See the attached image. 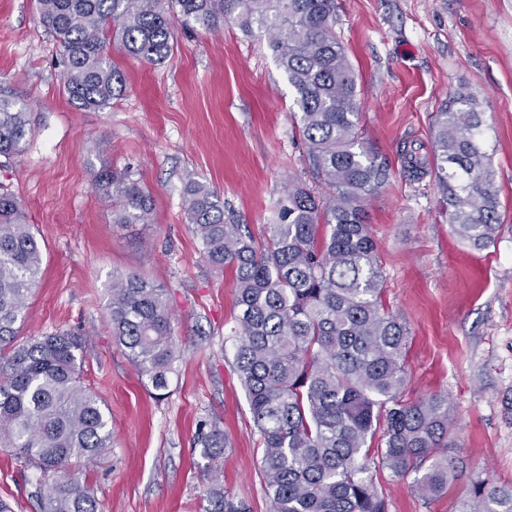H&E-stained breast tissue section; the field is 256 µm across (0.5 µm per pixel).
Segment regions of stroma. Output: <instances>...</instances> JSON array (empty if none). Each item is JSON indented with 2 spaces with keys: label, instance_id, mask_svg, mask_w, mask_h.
<instances>
[{
  "label": "stroma",
  "instance_id": "35a3bbf8",
  "mask_svg": "<svg viewBox=\"0 0 512 512\" xmlns=\"http://www.w3.org/2000/svg\"><path fill=\"white\" fill-rule=\"evenodd\" d=\"M170 56L150 65L112 49L126 91L111 107L80 110L64 91L62 51L34 0H0V83L27 104L33 133L0 162L43 250L22 336L72 329L85 340L83 381L108 405L112 446L75 466L100 512H205L218 487L250 512H273L261 451L235 371V276L201 261L185 222L187 177L217 191L224 214L264 239L288 185L312 183L293 117L294 92L267 37L234 22L218 31L174 21ZM336 34L357 79L367 148L388 167L366 222L382 261L384 299L407 325L404 401L441 394L456 464L448 491L424 503L410 479L376 470L387 512H461L477 476L512 486V0H336ZM471 93L489 128L502 227L475 250L448 222L432 179L407 180L399 155L429 141L433 112ZM140 176L153 199L148 224H116L94 187L102 163ZM163 285L177 359L155 397L112 338L113 275ZM217 421L224 452L200 455V421ZM0 499L33 512L25 474L0 452Z\"/></svg>",
  "mask_w": 512,
  "mask_h": 512
}]
</instances>
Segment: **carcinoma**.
Wrapping results in <instances>:
<instances>
[{"mask_svg": "<svg viewBox=\"0 0 512 512\" xmlns=\"http://www.w3.org/2000/svg\"><path fill=\"white\" fill-rule=\"evenodd\" d=\"M45 30L62 48L64 88L79 109L102 110L125 91L110 48L150 64L172 50L170 17L216 31L234 19L261 31L298 107V131L311 172L278 202L268 238L224 219V201L187 181L183 210L208 265L235 268L234 360L262 449L261 474L273 512H386L371 467L414 475L430 503L448 490V398L401 400L408 330L385 311L383 271L364 203L387 173L365 145L357 83L336 37L335 0H36ZM27 105L0 85V157L23 152L32 135ZM412 182L434 177L448 223L474 249L492 246L499 228L488 127L465 92L432 117L431 160L413 141L401 147ZM95 188L115 201L112 222L148 224L150 192L132 171L108 163ZM42 274L41 243L15 196L0 193V448L22 460L36 512H98L94 492L70 473L112 447L108 407L81 380L82 335L69 330L18 342L27 300ZM107 317L121 351L145 386H170L174 325L164 288L146 277L112 275ZM383 423L382 447L368 438ZM201 455L216 459L224 433L199 424ZM206 512H249L213 488ZM462 512H512V487L472 485Z\"/></svg>", "mask_w": 512, "mask_h": 512, "instance_id": "obj_1", "label": "carcinoma"}]
</instances>
